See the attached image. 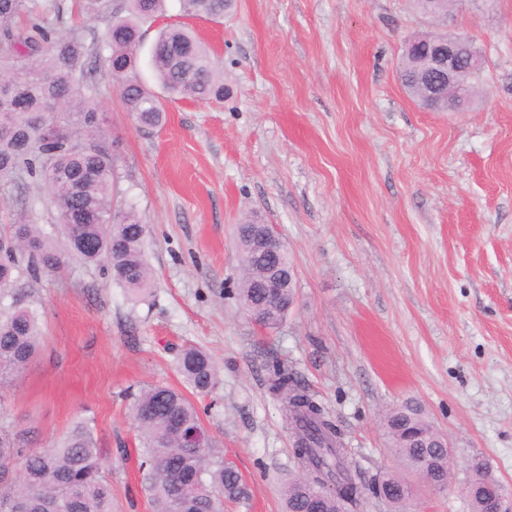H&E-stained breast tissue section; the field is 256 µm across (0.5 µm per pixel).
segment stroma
I'll return each mask as SVG.
<instances>
[{"mask_svg": "<svg viewBox=\"0 0 512 512\" xmlns=\"http://www.w3.org/2000/svg\"><path fill=\"white\" fill-rule=\"evenodd\" d=\"M157 27L192 28L214 53L224 98L169 103L142 128L100 73L114 195L148 227L153 270L138 298L109 270L69 261L18 288L40 314L38 356L0 389V420L53 447L76 421L92 429L112 512H155L139 468L131 395L187 390L182 348L205 349L219 384L194 404L248 495L224 512H281L304 466L268 389L287 362L343 434L365 485H414V512H467L469 461L512 489V0H457L448 29L482 51L468 111L431 112L402 86L406 36L430 28L411 0H233L221 20L166 0ZM0 233L24 212L62 233L36 180L0 188ZM272 225L296 273L297 303L275 332L237 299V226ZM412 400L454 447L436 492L392 453L382 418Z\"/></svg>", "mask_w": 512, "mask_h": 512, "instance_id": "1", "label": "stroma"}]
</instances>
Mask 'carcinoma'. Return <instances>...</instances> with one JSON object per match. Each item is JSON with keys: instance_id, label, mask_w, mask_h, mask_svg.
Masks as SVG:
<instances>
[{"instance_id": "cac0c4a2", "label": "carcinoma", "mask_w": 512, "mask_h": 512, "mask_svg": "<svg viewBox=\"0 0 512 512\" xmlns=\"http://www.w3.org/2000/svg\"><path fill=\"white\" fill-rule=\"evenodd\" d=\"M188 16L221 18L228 0H181ZM165 0H71L58 3L57 22L83 14L109 17L103 56L95 32L43 24L38 0H0V184L24 176L41 182L61 224L63 245L34 224L12 223L0 235V386L18 378L41 347L39 314L16 298L12 286L22 277L50 276L69 260L109 267L131 295L145 293L153 274L144 255L147 225L133 205L115 207L112 145L100 134L97 72L105 61L118 83L128 112L144 126L165 119V99L207 101L224 97V84L212 53L187 27L162 28L150 49L151 68L161 92L149 89L136 73L143 25L164 13ZM399 77L416 99L423 86L415 56L402 53ZM260 267L237 289L242 307L264 327L277 328L292 311L295 285L276 301L257 287ZM181 375L200 396L218 384L213 357L197 347L178 355ZM271 388L285 395L290 428L302 434L298 454L309 476L283 487L285 512H349L361 496L357 470L346 462L340 432L283 363L270 369ZM132 414L143 444L140 467L156 512H224V499L243 498L240 472L224 464L211 438L196 453L181 447L178 426L201 427L195 405L180 390L148 386L133 397ZM394 453L411 468H424L440 448L403 440L407 427L433 436L436 426L411 403L385 416ZM13 500L19 512H112V486L96 438L83 421L74 422L53 448H26L24 432L0 423V501Z\"/></svg>"}]
</instances>
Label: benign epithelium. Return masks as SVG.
I'll list each match as a JSON object with an SVG mask.
<instances>
[{
  "label": "benign epithelium",
  "mask_w": 512,
  "mask_h": 512,
  "mask_svg": "<svg viewBox=\"0 0 512 512\" xmlns=\"http://www.w3.org/2000/svg\"><path fill=\"white\" fill-rule=\"evenodd\" d=\"M469 38L462 33L448 35V40L430 53L431 67L426 72L428 88L427 99L432 106L444 104L442 111L448 113L464 112L469 106L465 80L473 74L481 73L484 65L482 55L468 51ZM254 242L253 252L257 256L278 255L284 248L283 242L270 231V226L256 222L252 233ZM294 275V271L283 272L279 265L269 263L264 267L261 286L266 293L275 295L286 280L287 276ZM439 447L443 453L438 461L439 470L420 471L418 476L437 491L446 490L442 483L440 472L453 467V449L447 437H442ZM481 475V489L488 496L487 512H512V493L504 489L503 485L490 472L488 464L479 461Z\"/></svg>",
  "instance_id": "benign-epithelium-1"
}]
</instances>
